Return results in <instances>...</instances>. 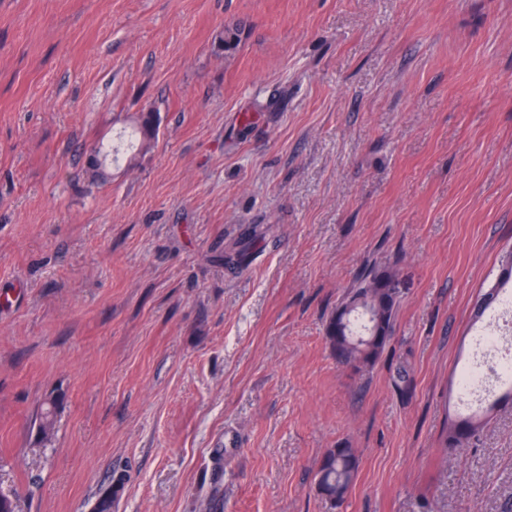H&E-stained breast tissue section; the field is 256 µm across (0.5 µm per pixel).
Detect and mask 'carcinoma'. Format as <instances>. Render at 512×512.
<instances>
[{"label": "carcinoma", "instance_id": "1", "mask_svg": "<svg viewBox=\"0 0 512 512\" xmlns=\"http://www.w3.org/2000/svg\"><path fill=\"white\" fill-rule=\"evenodd\" d=\"M394 282L395 274L380 272L373 265L365 266L341 302V306L350 308V311L345 313L336 309L329 315L325 337L339 364L363 371L374 367L382 357L394 337L400 305V291L391 287ZM376 323L384 326L382 335L372 340H356V337L366 335V331ZM393 385L400 397L411 395L413 379L406 367L397 369ZM478 426L479 422L472 417L448 424L440 442L442 457L446 459L450 454H458ZM356 474L354 449L329 448L316 474L317 490L332 508H339Z\"/></svg>", "mask_w": 512, "mask_h": 512}]
</instances>
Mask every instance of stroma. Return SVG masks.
Masks as SVG:
<instances>
[{
	"label": "stroma",
	"mask_w": 512,
	"mask_h": 512,
	"mask_svg": "<svg viewBox=\"0 0 512 512\" xmlns=\"http://www.w3.org/2000/svg\"><path fill=\"white\" fill-rule=\"evenodd\" d=\"M147 112L149 145L93 167ZM511 248L512 0H0L16 512H94L115 473L112 512H327L336 447L339 512H501L512 406L438 441ZM369 263L401 302L357 373L324 326ZM478 426L479 421L474 420L473 417L464 418L448 424L439 446L443 459L448 458V453L457 455ZM356 474L357 458L354 449L329 448L316 474L317 490L332 508H339L344 503Z\"/></svg>",
	"instance_id": "1"
}]
</instances>
